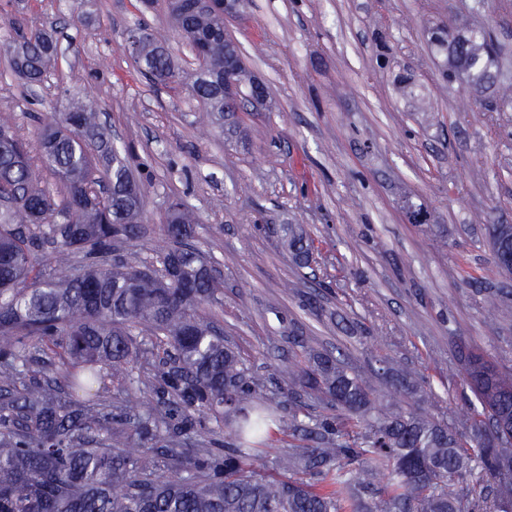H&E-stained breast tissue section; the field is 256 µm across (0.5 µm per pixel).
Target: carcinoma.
<instances>
[{"mask_svg": "<svg viewBox=\"0 0 512 512\" xmlns=\"http://www.w3.org/2000/svg\"><path fill=\"white\" fill-rule=\"evenodd\" d=\"M185 35L209 38L204 63L189 78L176 74L149 32L132 52L141 74L186 85L192 96L224 112V59H241L219 18L188 16ZM0 50L28 85L42 80L57 53L52 38L33 29ZM488 35L468 40L467 66L476 85L486 76ZM93 106L64 108L42 124V167L59 179L56 202L41 187L39 168L7 120L0 121V512H512V499L483 493V475L512 481L501 461L512 459V375L481 358L468 359L474 391L489 421L457 417L462 431L415 411L384 413L364 380L330 355L308 353V365L288 371L302 389L323 395L336 410L323 422L317 446H290L280 475L255 465L271 424L293 436L297 412L272 413L280 392L246 373L203 305L219 303L203 272L207 261L187 244L192 218L183 208L166 225L175 248L156 253L160 269L112 260L116 243L141 233L134 182L112 154L111 194L89 190ZM171 347L178 367L156 364L157 345ZM47 348L61 378L24 383L34 353ZM138 382L158 399L132 393L115 403L98 399L106 376ZM235 415L224 447L196 433L203 417ZM476 451L465 450L468 444ZM156 451L154 465L142 449ZM387 478L384 498L363 502L361 491ZM470 477L461 493L447 481Z\"/></svg>", "mask_w": 512, "mask_h": 512, "instance_id": "obj_1", "label": "carcinoma"}]
</instances>
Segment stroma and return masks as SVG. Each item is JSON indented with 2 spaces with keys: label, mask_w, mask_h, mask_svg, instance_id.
Masks as SVG:
<instances>
[{
  "label": "stroma",
  "mask_w": 512,
  "mask_h": 512,
  "mask_svg": "<svg viewBox=\"0 0 512 512\" xmlns=\"http://www.w3.org/2000/svg\"><path fill=\"white\" fill-rule=\"evenodd\" d=\"M48 26L57 55L23 86L0 53V119L39 158L61 106L94 103L142 187V232L121 252L151 261L171 202L198 223L191 243L218 271L202 312L245 368L298 413L300 446L334 412L289 401L305 347L340 356L387 413L442 423L480 410L471 354L512 370V275L487 227L512 224V0H245L224 21L267 107L219 119L187 90L138 71L126 47L145 26L181 73L197 69L167 0H0V43ZM488 32V76H445L433 32ZM425 215L423 223L412 212ZM311 242L298 262L289 231ZM413 381L394 394L399 373Z\"/></svg>",
  "instance_id": "1"
}]
</instances>
